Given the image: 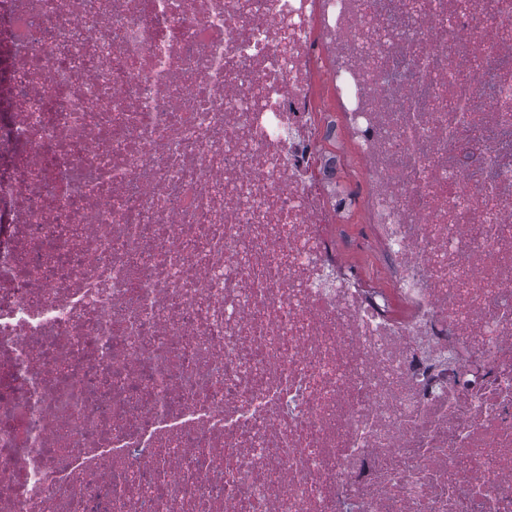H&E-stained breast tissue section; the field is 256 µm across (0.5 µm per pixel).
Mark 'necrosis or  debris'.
I'll return each mask as SVG.
<instances>
[{"instance_id":"obj_1","label":"necrosis or debris","mask_w":512,"mask_h":512,"mask_svg":"<svg viewBox=\"0 0 512 512\" xmlns=\"http://www.w3.org/2000/svg\"><path fill=\"white\" fill-rule=\"evenodd\" d=\"M0 512H512V0H0Z\"/></svg>"}]
</instances>
